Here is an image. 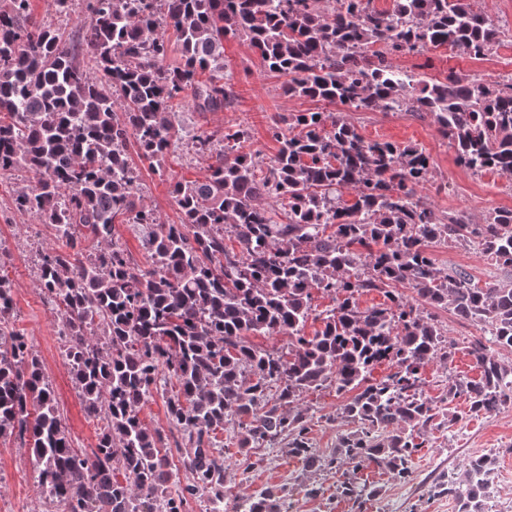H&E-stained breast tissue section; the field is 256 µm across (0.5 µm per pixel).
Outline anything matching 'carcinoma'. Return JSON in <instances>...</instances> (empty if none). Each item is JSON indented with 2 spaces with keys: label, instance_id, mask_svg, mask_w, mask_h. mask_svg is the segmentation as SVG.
<instances>
[{
  "label": "carcinoma",
  "instance_id": "1",
  "mask_svg": "<svg viewBox=\"0 0 512 512\" xmlns=\"http://www.w3.org/2000/svg\"><path fill=\"white\" fill-rule=\"evenodd\" d=\"M82 29L75 41L33 21L31 0H0V178L37 175L14 203L58 243L36 255L39 287L58 301L65 365L96 426L95 446L75 448L38 354L12 327L1 273L0 438L24 450L54 512H189L193 503L238 512L226 494L224 431L247 470L263 462L258 449L278 446L307 473L341 474V497L378 498L381 488L358 472L410 481L438 415L424 370L459 350L436 310L487 335L466 346L480 378L452 379L443 401L462 398L475 415L512 406V366L493 355L495 346L512 351V288L443 272L429 252L475 245L512 267V209L490 208L477 224L438 214L420 195L433 169L423 149L367 140L322 111L274 124L279 149L269 160L244 150L243 129L206 131L191 149L208 157L209 175L170 184L178 224L141 203L128 155L135 146L162 177L181 143L173 102L232 106L224 36L233 34L264 71L286 78L289 96L426 115L465 169L511 178L512 78L483 83L452 71L424 81L394 63L431 47L482 59L506 25L471 0H392L388 10L373 0H89ZM174 49L183 63L170 68ZM118 223L138 233L145 261L120 243ZM370 291L385 302L361 307ZM316 292L333 305L317 309ZM311 320L321 328L310 336ZM280 335L282 348L250 340ZM382 364L390 373L377 380ZM169 383L177 390L167 413L181 436L173 447L140 416ZM327 389L343 397L336 417L350 429L323 453L304 399ZM429 492L457 512H494L490 483L474 484L469 466ZM248 498L249 512L291 508L274 485Z\"/></svg>",
  "mask_w": 512,
  "mask_h": 512
}]
</instances>
